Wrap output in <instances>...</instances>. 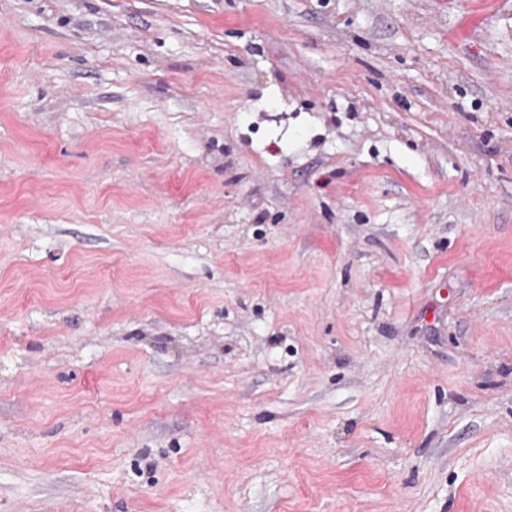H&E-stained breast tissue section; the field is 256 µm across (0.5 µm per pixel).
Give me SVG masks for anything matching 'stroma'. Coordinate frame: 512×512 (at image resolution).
I'll return each instance as SVG.
<instances>
[{
  "label": "stroma",
  "instance_id": "1",
  "mask_svg": "<svg viewBox=\"0 0 512 512\" xmlns=\"http://www.w3.org/2000/svg\"><path fill=\"white\" fill-rule=\"evenodd\" d=\"M0 512H512V0H0Z\"/></svg>",
  "mask_w": 512,
  "mask_h": 512
}]
</instances>
